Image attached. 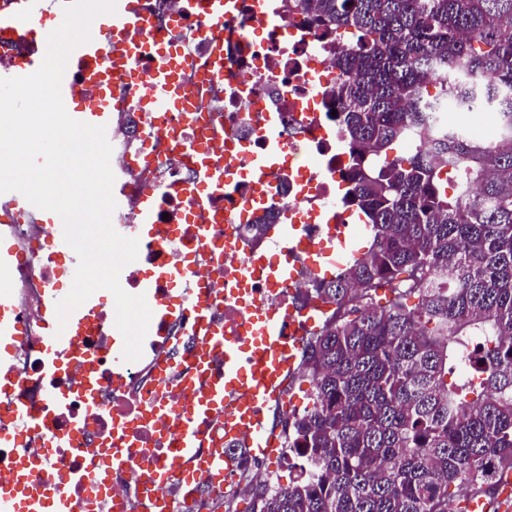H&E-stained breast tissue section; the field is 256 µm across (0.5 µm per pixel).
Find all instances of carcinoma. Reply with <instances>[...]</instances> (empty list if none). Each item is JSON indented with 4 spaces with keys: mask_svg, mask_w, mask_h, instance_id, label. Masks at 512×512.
Here are the masks:
<instances>
[{
    "mask_svg": "<svg viewBox=\"0 0 512 512\" xmlns=\"http://www.w3.org/2000/svg\"><path fill=\"white\" fill-rule=\"evenodd\" d=\"M293 9L351 35L327 93L371 244L312 281L334 309L304 344L312 407L288 417L303 461L259 512H449L451 488L512 471V0ZM446 105L496 112L497 138L434 131L425 113ZM411 137L425 149L396 153Z\"/></svg>",
    "mask_w": 512,
    "mask_h": 512,
    "instance_id": "carcinoma-1",
    "label": "carcinoma"
}]
</instances>
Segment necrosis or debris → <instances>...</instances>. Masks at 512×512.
<instances>
[{
  "label": "necrosis or debris",
  "mask_w": 512,
  "mask_h": 512,
  "mask_svg": "<svg viewBox=\"0 0 512 512\" xmlns=\"http://www.w3.org/2000/svg\"><path fill=\"white\" fill-rule=\"evenodd\" d=\"M144 14L155 24L149 52L138 62L140 72L153 64L154 50L164 45L185 49L189 57L179 73L180 83L200 121L189 124L183 113L155 114L144 105L140 89L127 90L128 107L117 119L112 141V167H125L127 184L123 219L133 220L142 204L141 191L154 190V222L170 237L163 245L150 235L138 238V257L121 272L128 293L139 288L144 273H151L163 300L154 314V333L143 343L142 357L115 370L108 349L112 343L115 311L100 310L97 328L87 334L83 350L95 363L98 375L97 412H89L78 390L82 368L76 362L52 363L43 345L44 291L69 279L67 265L51 260L38 272L17 268L12 274L15 308L23 312L28 332L15 343L12 364L22 386L20 397L48 426H31L22 436L23 448L0 449V478L24 471L25 453H35L48 472L47 492L73 499L78 512H151V502L136 474L167 463L172 455L161 434L163 421L153 409L161 403L174 408L186 399L180 383L196 378L190 350L194 338L185 334L186 322L170 305L176 284L162 271L177 267L189 281L211 284L216 294L207 308L210 321L225 335H243L249 315L236 301L239 288H249L262 305L281 311L297 307L312 276L301 272L297 282L278 288L267 280L266 270L252 266L257 252L271 250L272 237L255 240L250 224L277 214L302 216L308 234L321 239L322 214L334 209L339 223L352 214L336 195L347 177V152L336 135L331 114L336 103L326 87L335 80L331 69L329 37L311 27L294 11L290 0H236L231 16L209 19L187 0H140ZM276 113L277 136L284 148L278 164L258 183L249 162L266 148L260 132L262 115ZM435 128L453 126L491 138L498 129L495 113H454L436 109L426 115ZM224 136V161L231 171L224 186L206 203L195 198L194 169L197 150L213 133ZM66 390L70 399L56 406L54 396ZM70 434L73 446L55 448L51 435ZM125 441L123 463L98 458V444ZM97 468L107 477L111 493L99 495L91 483L72 475ZM270 477V470L255 472L242 465L228 475L211 476L185 495L181 485H171L168 496L176 512H219L225 502L244 498L255 475Z\"/></svg>",
  "instance_id": "1"
}]
</instances>
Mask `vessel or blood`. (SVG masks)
I'll return each mask as SVG.
<instances>
[{"mask_svg": "<svg viewBox=\"0 0 512 512\" xmlns=\"http://www.w3.org/2000/svg\"><path fill=\"white\" fill-rule=\"evenodd\" d=\"M12 7L0 9V39L34 40L45 17L63 13V0H11ZM149 23L137 0H117V12L105 39H92L71 54L73 62L85 67L83 85H76L72 73H65L61 93L68 114L75 120L94 125H112L113 112L121 108L124 99L117 88V74L132 77L133 62L140 57L144 43L140 39ZM149 104L156 112H173L182 106L181 89L175 78V67L167 56H159L147 75ZM199 188L212 191L224 179V156L206 152L198 165ZM153 211L143 205L135 222L116 224L123 236L138 237L144 228L152 226ZM326 243L314 246L302 232L301 225H283L279 234V255L268 265L273 281L284 283L298 278L301 268L322 273L335 268L337 261L348 259L351 244L336 242V227L328 225ZM23 254L14 246H0V339L18 335L19 326L10 303V274L25 264ZM204 288H185L179 296L182 315L188 316L191 327L207 322ZM62 292L49 289L46 295L47 313L45 343L60 357L77 354L79 332L95 324L96 297H89L70 316L66 328H59L56 303ZM319 309L315 306L292 309L274 314L256 307L251 311V334L232 339L210 328L203 349L197 350L200 362L209 363L212 355H220L218 367H210L205 387L187 382L194 393L192 408L181 414L174 457L165 466L146 471L143 481L149 487H164L172 481L177 469L194 460L200 446L203 426L215 412L224 414V438L243 440L256 458L270 456L272 440L267 427V412L284 400L283 385L293 375L304 351V333L315 325ZM12 370L0 357V410L8 412L14 431L0 433V444L17 440L20 430L39 424V417L25 405L16 402L10 381ZM503 491L492 500L473 497L469 512H512V481L504 480ZM46 487L39 481L21 476L0 483V512H44Z\"/></svg>", "mask_w": 512, "mask_h": 512, "instance_id": "vessel-or-blood-1", "label": "vessel or blood"}]
</instances>
